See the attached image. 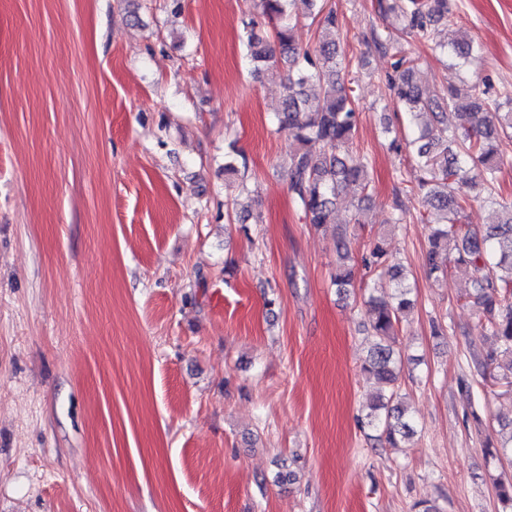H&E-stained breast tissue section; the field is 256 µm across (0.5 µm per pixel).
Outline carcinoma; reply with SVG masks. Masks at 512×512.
<instances>
[{
    "label": "carcinoma",
    "mask_w": 512,
    "mask_h": 512,
    "mask_svg": "<svg viewBox=\"0 0 512 512\" xmlns=\"http://www.w3.org/2000/svg\"><path fill=\"white\" fill-rule=\"evenodd\" d=\"M306 6L319 17L320 37L314 50L293 45V21ZM259 14L277 19L273 36L258 30L253 17L243 21L253 72L282 54L288 60V83L279 122L288 127L296 147L288 155L289 189L309 223L322 227L333 223L336 200L354 186L364 194L369 187L366 157L350 149L357 123L353 89L338 55L340 39L336 12H323L319 0H257ZM404 29L431 40L432 26L448 15V0H406L401 9ZM436 47L453 67H461L481 47L462 34ZM395 77L387 88L393 100L406 110L416 126V191L426 213L423 221L431 225L429 249L425 255L428 274L439 278L447 274L448 264L468 280V297L481 312L487 335L495 348L485 358L475 360L483 370L498 359L512 373V202L500 203L495 189L503 160L493 143L501 134L512 131V87L495 92L481 81L461 88L448 86L432 97L423 94L414 79V67L396 48ZM479 180L487 199L499 204L498 221L479 226L461 223L470 198L457 186L468 179ZM336 267L333 284L336 293L346 296L354 287L355 271L345 263ZM368 273L387 276L396 282L390 299L369 295L366 304L373 336L379 338L365 362L369 375L389 390L379 395L365 415L364 425L382 429L387 443L395 448L400 440L414 434V426L401 404L394 402L398 382L395 352L388 344L394 325L406 316L411 301L404 284V267L390 260L386 242L372 243L362 258Z\"/></svg>",
    "instance_id": "1"
}]
</instances>
